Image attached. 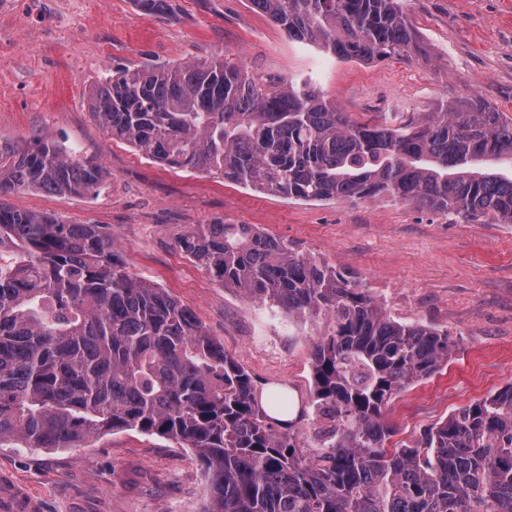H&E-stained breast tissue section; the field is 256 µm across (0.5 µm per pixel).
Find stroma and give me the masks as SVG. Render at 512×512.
Returning <instances> with one entry per match:
<instances>
[{
	"label": "stroma",
	"mask_w": 512,
	"mask_h": 512,
	"mask_svg": "<svg viewBox=\"0 0 512 512\" xmlns=\"http://www.w3.org/2000/svg\"><path fill=\"white\" fill-rule=\"evenodd\" d=\"M0 0V139L47 135L96 156L110 173L93 198L19 191L0 206L101 224L131 276L190 308L257 386L312 389L311 351L324 320L219 285L178 239L199 224H251L350 272L394 319L448 333L456 352L399 393L384 413L393 444L413 440L512 384V224L469 222L394 199L303 202L203 171L172 170L112 137L89 111L106 74L214 54L249 71L319 90L358 122L397 125L479 92L512 117V0H406L425 62L341 60L288 36L250 0ZM40 512H202L205 477L192 449L135 430L85 448H1L0 483Z\"/></svg>",
	"instance_id": "35a3bbf8"
}]
</instances>
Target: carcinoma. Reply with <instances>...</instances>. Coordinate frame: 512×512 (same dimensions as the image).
I'll use <instances>...</instances> for the list:
<instances>
[{"instance_id":"1","label":"carcinoma","mask_w":512,"mask_h":512,"mask_svg":"<svg viewBox=\"0 0 512 512\" xmlns=\"http://www.w3.org/2000/svg\"><path fill=\"white\" fill-rule=\"evenodd\" d=\"M289 38L343 60H413L404 0H250ZM98 124L172 169L264 194L351 203L392 197L512 224V118L472 93L397 126L338 112L320 93L267 81L224 55L103 76ZM109 172L39 137L0 143V194L94 196ZM179 248L215 281L288 315L327 318L312 400L259 389L191 309L130 276L99 224L0 207V445L83 448L137 430L194 449L205 512H512V384L389 447L393 398L452 357L448 332L388 315L349 273L251 224H199Z\"/></svg>"}]
</instances>
